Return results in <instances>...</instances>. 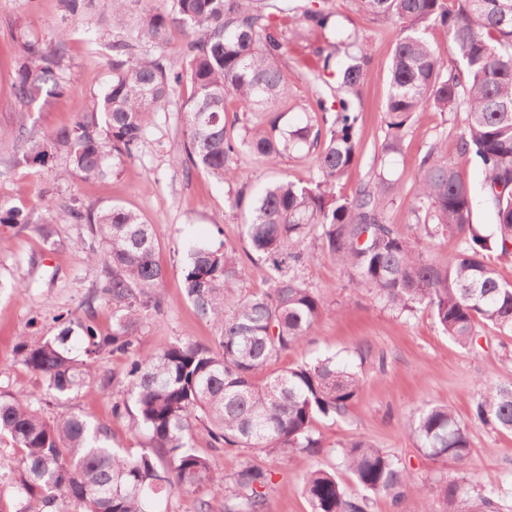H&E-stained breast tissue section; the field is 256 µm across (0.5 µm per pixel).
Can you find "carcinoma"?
Wrapping results in <instances>:
<instances>
[{
    "label": "carcinoma",
    "mask_w": 512,
    "mask_h": 512,
    "mask_svg": "<svg viewBox=\"0 0 512 512\" xmlns=\"http://www.w3.org/2000/svg\"><path fill=\"white\" fill-rule=\"evenodd\" d=\"M352 2L357 11L400 27L381 156L401 152L418 113H463L458 154L473 155L483 166L482 201L494 220L492 232L475 227L471 188L459 161L443 154L442 139L411 179L374 172L351 194L336 192L359 161L368 49L358 31H336L333 50L312 75L311 101L293 123L292 87L281 68L288 40L303 27L329 29L331 14L304 7L285 29L274 24L283 11L278 0H171L168 11L152 8L149 0H112V25L125 28V37L112 42V76L95 110L77 108L71 124L28 148L24 162L44 165L61 155L63 177L105 180L139 157L145 115L185 82L186 140L174 159L186 170L222 180L244 156L274 169L284 157L305 153L315 155L316 171L306 182L274 178L231 199L247 215L246 257L267 270L270 288L231 298V288L246 275L237 247H191L183 290L198 315L217 328L209 346L177 341L159 352L138 347L142 323L159 318L166 305V271L155 260L158 242L141 214L120 204L98 211L74 199L58 204L74 223L86 225L88 260L102 265L101 275L84 316L65 318L53 338L19 337L16 361L61 396L90 383L124 385L112 420L126 419L131 430L146 434L150 451L114 448L111 420L52 417L36 397L0 391V440L8 439L17 457L9 474L17 512H164L163 500L175 491L196 495L198 512H211L218 495L224 512H265L271 471L247 462L226 478L195 448L194 437L201 429L212 448H253L284 461L321 451L313 430L317 417L347 416L361 383L348 361L319 356L264 375L273 359L304 348L328 308L324 294L305 279L312 242L347 274L351 290L369 292L401 314L429 311L464 348L477 342L480 322L512 333V284L486 259L495 248L512 252V0ZM433 26L448 35L446 58L426 38ZM175 28L187 36L177 68L168 55ZM66 38L63 33L56 46L45 48L22 41L12 83L20 103L67 91ZM332 78L343 96L330 105L325 89ZM234 103L239 112L229 121ZM408 184L415 226L409 235L387 218L388 205ZM29 223L22 209L0 205V224ZM440 238L453 247L446 262L421 246ZM98 300L114 309L107 335L95 325ZM104 353L127 357L124 377L96 370ZM473 419L512 432V383L477 382ZM406 427L425 456L462 468L459 478L439 485L443 512H500L508 491L478 489L466 469L470 428L450 406L423 403ZM337 454L358 490H347L327 470L311 469L303 478L311 512H369L372 494L399 505L425 490L400 459L364 438L340 444Z\"/></svg>",
    "instance_id": "1"
}]
</instances>
